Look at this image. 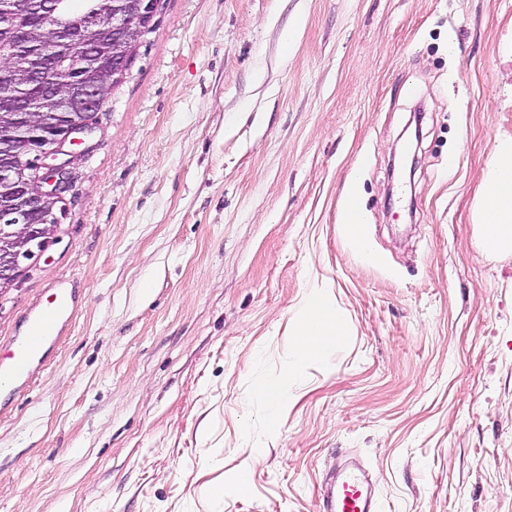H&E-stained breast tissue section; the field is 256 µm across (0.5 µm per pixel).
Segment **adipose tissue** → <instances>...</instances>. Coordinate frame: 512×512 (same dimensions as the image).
I'll return each mask as SVG.
<instances>
[{
  "label": "adipose tissue",
  "instance_id": "1",
  "mask_svg": "<svg viewBox=\"0 0 512 512\" xmlns=\"http://www.w3.org/2000/svg\"><path fill=\"white\" fill-rule=\"evenodd\" d=\"M483 180L476 211L478 247L490 256L512 255V137L496 143ZM344 334L343 322L329 296L312 290L292 322L295 365L322 361L329 345Z\"/></svg>",
  "mask_w": 512,
  "mask_h": 512
}]
</instances>
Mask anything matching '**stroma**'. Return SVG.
<instances>
[{
  "mask_svg": "<svg viewBox=\"0 0 512 512\" xmlns=\"http://www.w3.org/2000/svg\"><path fill=\"white\" fill-rule=\"evenodd\" d=\"M507 135L512 0H166L0 296L2 351L71 298L0 390V512H319L347 458L381 512H512V257L473 219ZM314 288L348 334L297 369ZM343 224L356 248L361 252L369 253V243L362 232V212L354 191L347 197L343 212ZM38 312L33 319L31 335L15 344L8 356L0 355V374L5 359L11 361L10 371H17L19 366L34 358L40 351L44 341L54 336L57 326L67 308V300L56 292L52 299L37 306Z\"/></svg>",
  "mask_w": 512,
  "mask_h": 512,
  "instance_id": "1",
  "label": "stroma"
}]
</instances>
